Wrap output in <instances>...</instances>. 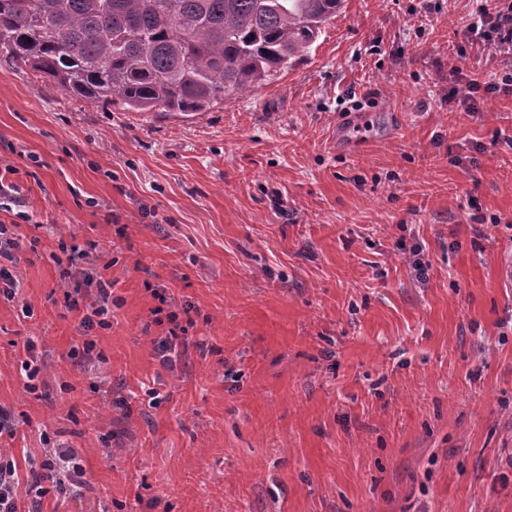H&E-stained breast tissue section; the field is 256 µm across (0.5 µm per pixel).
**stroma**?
Here are the masks:
<instances>
[{
	"label": "stroma",
	"mask_w": 512,
	"mask_h": 512,
	"mask_svg": "<svg viewBox=\"0 0 512 512\" xmlns=\"http://www.w3.org/2000/svg\"><path fill=\"white\" fill-rule=\"evenodd\" d=\"M471 11L344 0L288 71L201 114L0 63V168L32 217L0 297L20 507L50 439L89 489L40 512H512V98L448 109ZM90 241L119 305L85 368L53 256ZM157 289L195 322L172 370Z\"/></svg>",
	"instance_id": "35a3bbf8"
}]
</instances>
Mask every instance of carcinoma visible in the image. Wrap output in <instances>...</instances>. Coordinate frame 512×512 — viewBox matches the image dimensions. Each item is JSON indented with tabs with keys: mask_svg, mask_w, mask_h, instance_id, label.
<instances>
[{
	"mask_svg": "<svg viewBox=\"0 0 512 512\" xmlns=\"http://www.w3.org/2000/svg\"><path fill=\"white\" fill-rule=\"evenodd\" d=\"M342 0H0V63L133 112H206L303 57Z\"/></svg>",
	"mask_w": 512,
	"mask_h": 512,
	"instance_id": "carcinoma-1",
	"label": "carcinoma"
}]
</instances>
